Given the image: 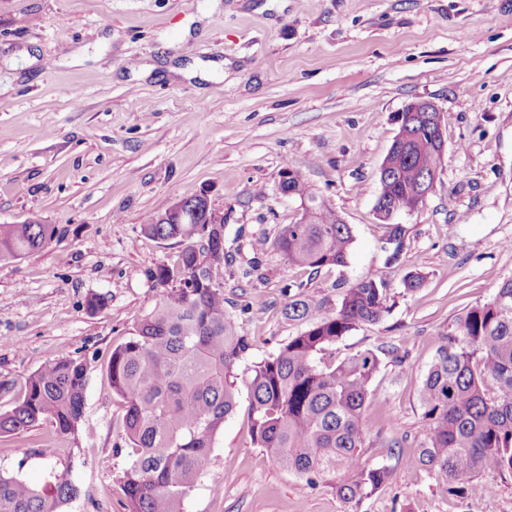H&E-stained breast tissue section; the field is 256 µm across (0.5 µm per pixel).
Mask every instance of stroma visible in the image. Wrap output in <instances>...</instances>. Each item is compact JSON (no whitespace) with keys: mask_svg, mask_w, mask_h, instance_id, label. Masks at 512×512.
I'll list each match as a JSON object with an SVG mask.
<instances>
[{"mask_svg":"<svg viewBox=\"0 0 512 512\" xmlns=\"http://www.w3.org/2000/svg\"><path fill=\"white\" fill-rule=\"evenodd\" d=\"M419 99L441 110L446 150L424 203L398 218L391 264L379 166L396 115ZM286 168L350 225L345 266L311 277L256 249L297 218L278 191ZM202 191L224 214V309L249 362L304 331L284 314L289 289L332 314L361 277L387 286L389 314L331 356L377 354L364 459L391 476L347 503L328 480L281 468L252 441L242 381L183 512H512V474L456 497L410 463L439 345L512 279V0H0V224L57 229L0 261V414L46 361L88 366L84 431L43 421L0 434V473L37 489L67 476L81 495L63 512H125L123 408L106 365L162 298L150 271L180 250L144 234L145 219ZM416 272L423 286L406 290Z\"/></svg>","mask_w":512,"mask_h":512,"instance_id":"35a3bbf8","label":"stroma"}]
</instances>
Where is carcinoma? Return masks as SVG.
<instances>
[{
	"label": "carcinoma",
	"mask_w": 512,
	"mask_h": 512,
	"mask_svg": "<svg viewBox=\"0 0 512 512\" xmlns=\"http://www.w3.org/2000/svg\"><path fill=\"white\" fill-rule=\"evenodd\" d=\"M442 155L414 139L386 155L379 168L376 204H409L418 177L436 172ZM289 197L307 201V215L256 248L276 251L289 265L316 274L347 264L354 242L350 225L305 182L288 171L281 184ZM188 206L174 224L147 218L142 230L175 240L181 250L149 273L163 288L161 301L112 349L106 366L112 393L124 408L122 429L129 467L122 481L126 512H181L182 501L211 461L217 433L237 404V370L251 344L224 311V253L213 250L224 225L203 223ZM398 260L400 224L388 225ZM56 229L33 216L0 225V259L40 249ZM384 283L370 275L343 289L333 314H324L300 292L288 296V319L307 329L250 368L249 421L256 444L278 465L314 485L335 479L343 500L359 502L388 482L390 469L363 461L365 410L375 399L379 359L371 350L336 363L329 348L359 324L389 313ZM87 365L51 360L25 381L23 395L0 414V433H15L42 420L58 435L76 433L84 419ZM429 433L416 467L433 472L461 493L484 473H512V279L497 284L490 301L470 308L439 346L419 388ZM80 496L65 476L41 490L0 474V512H61Z\"/></svg>",
	"instance_id": "1"
}]
</instances>
